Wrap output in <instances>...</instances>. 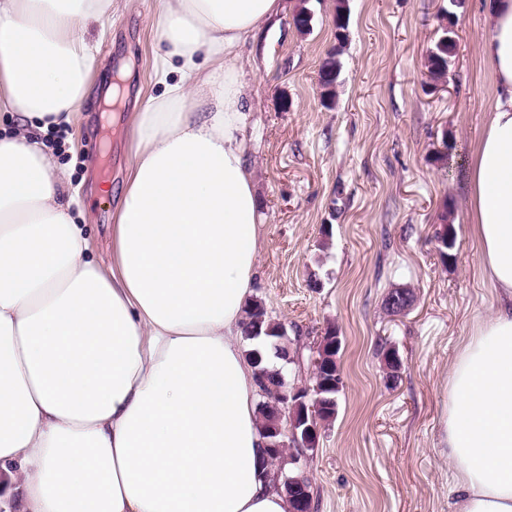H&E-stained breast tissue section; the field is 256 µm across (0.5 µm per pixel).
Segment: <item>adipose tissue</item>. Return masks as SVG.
Returning a JSON list of instances; mask_svg holds the SVG:
<instances>
[{
  "mask_svg": "<svg viewBox=\"0 0 512 512\" xmlns=\"http://www.w3.org/2000/svg\"><path fill=\"white\" fill-rule=\"evenodd\" d=\"M120 0H0V512H290L245 355L263 228L238 65L281 0H162L158 95L96 256L44 141L88 95L80 24ZM496 83L468 174L499 291L448 371L452 512H512V0H485Z\"/></svg>",
  "mask_w": 512,
  "mask_h": 512,
  "instance_id": "obj_1",
  "label": "adipose tissue"
}]
</instances>
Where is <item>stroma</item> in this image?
Wrapping results in <instances>:
<instances>
[{
  "label": "stroma",
  "mask_w": 512,
  "mask_h": 512,
  "mask_svg": "<svg viewBox=\"0 0 512 512\" xmlns=\"http://www.w3.org/2000/svg\"><path fill=\"white\" fill-rule=\"evenodd\" d=\"M298 0H282L276 24L254 40L244 66L245 137L265 218L255 293L302 353L285 365L289 385L311 382V343L327 327L342 340L343 388L335 419L320 424L306 472L315 512H449L451 464L438 445L448 369L497 292L485 278L470 215L466 173L495 95L483 59L481 0H348V39L337 46L334 0H307L311 27L293 25ZM161 0L86 26L101 63L58 160L67 166L96 252L107 253L112 213L133 160L125 122L98 107L120 64L132 97L158 94L153 23ZM454 18L446 86L428 78L427 55ZM341 71L332 107L318 71L332 50ZM107 158L98 189L90 161ZM454 212L455 247L442 262L436 233ZM413 293L404 313L383 301ZM401 360L385 382L383 349Z\"/></svg>",
  "instance_id": "stroma-1"
}]
</instances>
